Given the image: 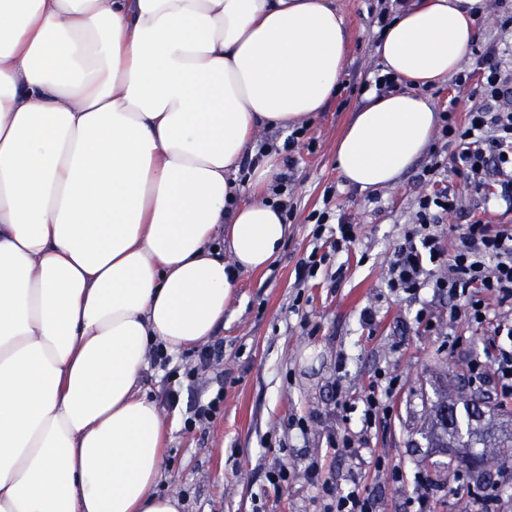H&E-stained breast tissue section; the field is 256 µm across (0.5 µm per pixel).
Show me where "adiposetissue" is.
Returning a JSON list of instances; mask_svg holds the SVG:
<instances>
[{"label":"adipose tissue","instance_id":"1","mask_svg":"<svg viewBox=\"0 0 512 512\" xmlns=\"http://www.w3.org/2000/svg\"><path fill=\"white\" fill-rule=\"evenodd\" d=\"M484 0H412L380 38L398 90L336 142L360 189L395 185L462 71ZM334 0H0V512H182L160 492L167 424L153 345L209 341L239 274L288 226L237 174L263 128L335 95Z\"/></svg>","mask_w":512,"mask_h":512}]
</instances>
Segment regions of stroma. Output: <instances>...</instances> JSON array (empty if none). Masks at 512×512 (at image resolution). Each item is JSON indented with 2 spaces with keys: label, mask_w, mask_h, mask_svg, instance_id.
<instances>
[{
  "label": "stroma",
  "mask_w": 512,
  "mask_h": 512,
  "mask_svg": "<svg viewBox=\"0 0 512 512\" xmlns=\"http://www.w3.org/2000/svg\"><path fill=\"white\" fill-rule=\"evenodd\" d=\"M369 6V0H336L350 29L342 87L312 114L308 140L280 167L294 207L288 239L267 268L241 276L214 336L221 357L189 379L183 373L195 361L189 349L167 365L150 363L144 375L143 387L156 404H163L166 389L180 392L178 408L164 412L160 489L175 493L185 512H318V491L305 473L312 462L337 483L358 474L376 512H409L423 496L431 512H482V499L469 490L448 494L456 468L450 449L428 437L433 406L442 399L460 409L483 398L490 407L484 426L512 431V398L496 388L498 350L491 337L466 322L449 323L447 301L432 290L409 296L386 286L393 250L416 209L425 159L397 185L369 191L350 186L336 166V141L364 105L362 86L378 64L380 32ZM330 186L337 193L327 202ZM326 206L350 217L357 236L316 277L297 284L295 268L315 246L307 217ZM369 306L375 318L368 327L361 313ZM424 307L435 317V331L415 319ZM451 329L460 339L454 348ZM380 373L397 385L388 412L364 434L357 414L340 402L364 397ZM219 388L220 414L185 429L188 409ZM343 431L359 457L331 448V437ZM379 456L399 468L398 479L376 468ZM282 467L288 480L276 493L267 475Z\"/></svg>",
  "instance_id": "35a3bbf8"
}]
</instances>
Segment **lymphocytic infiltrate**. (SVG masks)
Wrapping results in <instances>:
<instances>
[{
    "mask_svg": "<svg viewBox=\"0 0 512 512\" xmlns=\"http://www.w3.org/2000/svg\"><path fill=\"white\" fill-rule=\"evenodd\" d=\"M457 83L465 88L471 107L457 117L449 100L444 124L421 178L431 189L416 200L411 228L394 250L388 288L418 294L430 288L447 293L451 320H463L512 341V224H490L470 216L458 225V243L447 252L443 241L449 219L463 213L454 185L442 184L441 156L450 153L453 170L470 192L487 203L512 212V55L495 41L475 53V67L462 71ZM315 238L326 239L330 253L352 243L355 226L330 209L312 212ZM309 480L322 494L324 512H375L371 495L359 478L342 486L323 478L317 464L307 468Z\"/></svg>",
    "mask_w": 512,
    "mask_h": 512,
    "instance_id": "f902f5d3",
    "label": "lymphocytic infiltrate"
}]
</instances>
